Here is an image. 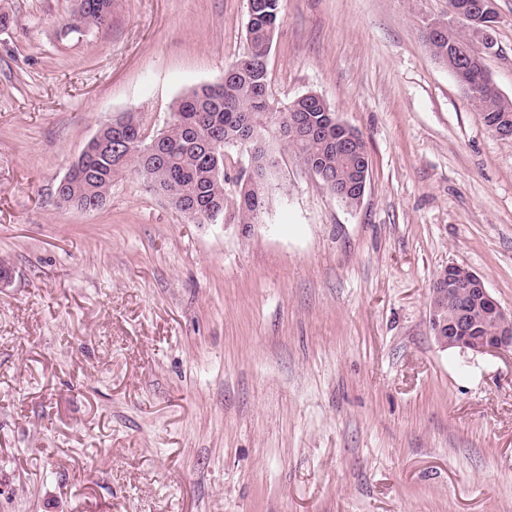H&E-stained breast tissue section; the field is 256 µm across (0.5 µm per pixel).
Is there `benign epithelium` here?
<instances>
[{
    "mask_svg": "<svg viewBox=\"0 0 512 512\" xmlns=\"http://www.w3.org/2000/svg\"><path fill=\"white\" fill-rule=\"evenodd\" d=\"M475 16L477 24L472 29L474 44L478 48L476 59L470 64L484 67V59L495 52L494 31L497 16L494 13L493 0H481L469 8L448 9V27L455 28L462 24L467 15ZM456 44L448 48L435 49V59L455 76L459 83L465 85L470 95H481L482 87L466 79V68L457 62ZM146 143V152L156 154L161 149V138L149 136L146 128H141L136 137L125 142L130 147ZM252 163L247 177L243 181V191H248L258 168H268L272 159L259 156L256 150H250ZM369 175L359 172L356 182L345 191L336 193V198L343 200L350 194L357 195L355 204H360L366 190ZM428 323L436 342L443 349L459 348L475 353L512 351V311H505L491 296L482 278L468 268L457 264L448 265V283H441L432 290L429 305Z\"/></svg>",
    "mask_w": 512,
    "mask_h": 512,
    "instance_id": "benign-epithelium-1",
    "label": "benign epithelium"
}]
</instances>
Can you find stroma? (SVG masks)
<instances>
[{"instance_id": "35a3bbf8", "label": "stroma", "mask_w": 512, "mask_h": 512, "mask_svg": "<svg viewBox=\"0 0 512 512\" xmlns=\"http://www.w3.org/2000/svg\"><path fill=\"white\" fill-rule=\"evenodd\" d=\"M0 0V512H512V351L443 349L446 266L512 310V140L426 47L448 0H283L279 107L372 161L350 208L284 149L262 223L194 224L134 173L55 188L98 127L150 134L246 49L247 0ZM486 72L512 100V0ZM112 15V0H76L70 16L69 29L103 26Z\"/></svg>"}]
</instances>
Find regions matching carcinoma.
<instances>
[{
    "mask_svg": "<svg viewBox=\"0 0 512 512\" xmlns=\"http://www.w3.org/2000/svg\"><path fill=\"white\" fill-rule=\"evenodd\" d=\"M265 3L266 8L247 13L248 49L224 71L222 81L194 88L176 101L163 131L164 156L145 157L128 148L121 153L93 149L66 187L70 207L76 209L95 198H107L112 182L132 171L151 190L168 191L171 205L195 224H205L214 216L220 222L229 216L239 224H257L268 198L267 180H259L246 193L238 192L230 215L224 188L226 149L235 146L229 138L246 128L254 141L262 145L264 132L274 128L284 149L303 167L308 159L320 158L319 180L331 192L354 181L352 159L336 154V139L344 129L329 105L307 107L301 102L281 109L271 102L268 57L273 43L271 35L283 21L282 0ZM111 15L112 0H75L68 28H99ZM484 91V98L473 105L481 112L486 126H494L504 117L512 119V101L493 92L487 82ZM298 106L306 108L318 128L313 139L290 130L293 110ZM139 128V116L125 112L120 127L107 130L105 138L110 142L128 139Z\"/></svg>",
    "mask_w": 512,
    "mask_h": 512,
    "instance_id": "carcinoma-1",
    "label": "carcinoma"
}]
</instances>
